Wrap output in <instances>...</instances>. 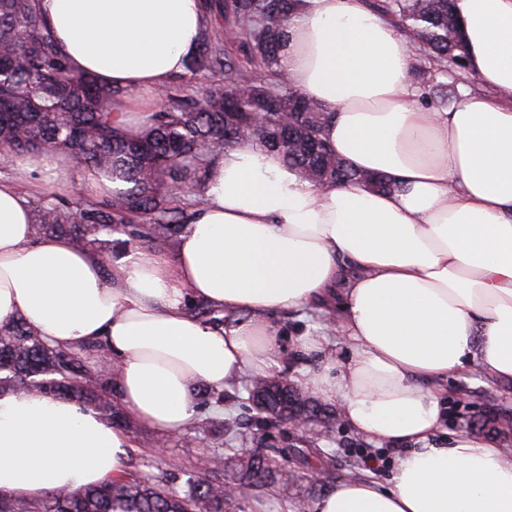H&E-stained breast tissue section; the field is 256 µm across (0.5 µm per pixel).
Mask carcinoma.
<instances>
[{"label": "carcinoma", "instance_id": "carcinoma-1", "mask_svg": "<svg viewBox=\"0 0 512 512\" xmlns=\"http://www.w3.org/2000/svg\"><path fill=\"white\" fill-rule=\"evenodd\" d=\"M38 2L0 0V165L6 168L17 156L51 145L127 188L98 201L46 195L36 206L37 233L65 235L78 247L101 251L112 247L115 233L166 245L190 220L181 192L202 185L208 158L236 146L224 134L248 126L256 113L266 123L255 143L280 155L300 177L338 185L360 177L323 140L326 110L306 98L279 68L283 27L305 0H203L207 25L197 51L188 59L185 74L163 87L159 108L138 131L123 128L112 112L113 101L126 92L72 70L40 19ZM453 4L389 0L384 6L372 5L399 16L414 53L433 66L428 72L414 70L420 85L464 65ZM228 27L236 31L231 42L224 39ZM245 60L258 62L263 76L245 78ZM201 74L211 76V82L198 91L192 83ZM193 314L224 323V311L203 300L194 303ZM103 353L99 344L78 351L53 348L19 320L0 328V392L75 398L118 423L122 412L107 397L112 367L96 361ZM288 401L307 417L322 419V428L303 438L308 447H316L329 432L334 411L292 388ZM248 403L256 411L258 429L278 425L277 417L259 409L253 398ZM498 424L502 447L512 448V416L500 415ZM201 430L218 448L239 441L232 428L218 430L209 417L201 419ZM209 464L203 474L162 469L131 473L98 486L53 491L36 501L0 496V512H228L242 509L248 489L300 478L287 465L285 449L268 448L264 458L240 464V491L227 498L224 483L212 477L224 467L223 458L214 452Z\"/></svg>", "mask_w": 512, "mask_h": 512}]
</instances>
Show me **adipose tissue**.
Instances as JSON below:
<instances>
[{
  "label": "adipose tissue",
  "instance_id": "1",
  "mask_svg": "<svg viewBox=\"0 0 512 512\" xmlns=\"http://www.w3.org/2000/svg\"><path fill=\"white\" fill-rule=\"evenodd\" d=\"M464 78L484 86L445 110L418 108L404 34L364 0H306L279 64L332 118L328 145L394 186L314 185L253 144L207 163L173 258L131 246L110 260L40 235L19 177L87 199L113 183L68 154L16 158L0 179V327L22 320L50 346L101 344L128 417L179 434L200 386L228 389L281 369L270 318L336 304L331 330L297 351L319 367L297 383L336 405L361 437L396 450L387 485L346 477L317 512H512V459L477 432L446 433L449 373L512 381V0H455ZM72 68L127 89L118 121L147 124L185 71L200 0H40ZM222 308L195 318L187 298ZM348 347L329 350L332 336ZM131 437L95 408L0 392V494L28 500L125 476Z\"/></svg>",
  "mask_w": 512,
  "mask_h": 512
}]
</instances>
